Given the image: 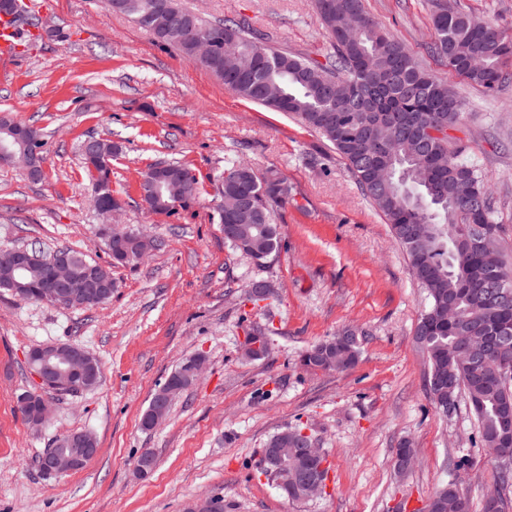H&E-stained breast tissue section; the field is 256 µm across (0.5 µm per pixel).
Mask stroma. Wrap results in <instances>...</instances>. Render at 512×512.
<instances>
[{
	"mask_svg": "<svg viewBox=\"0 0 512 512\" xmlns=\"http://www.w3.org/2000/svg\"><path fill=\"white\" fill-rule=\"evenodd\" d=\"M43 2L44 40L0 68V114L33 125L44 142L41 180L0 166V250L66 247L111 268L114 288L92 309L0 289V512H184L211 494L223 496L224 512H420L463 455L473 464L462 487L482 512L499 463L480 447L466 398L448 413L432 404L414 338L426 293L344 162L318 134L227 91L101 0ZM183 2L211 22L245 16L273 43L329 60L315 0ZM364 7L465 100L451 136L487 175L512 263V82L487 96L427 53L429 0ZM91 138L119 148L111 181L125 206L116 223L162 242L137 264L113 265L105 247L81 156ZM229 159L277 170L288 183L287 203L274 209L280 248L262 267L225 243L218 222L217 177ZM160 162L196 175V202L169 214L127 205L142 172ZM257 280L274 294L254 304L247 289ZM256 326L269 328L272 349L247 361L241 342ZM345 328L363 334L353 369L300 366L306 348ZM53 343L82 345L103 378L91 391L49 393L53 415L34 429L18 407L36 387L26 355ZM198 355L201 378L173 399L161 426L144 429L153 393ZM293 427L310 434L328 467L325 491L300 501L285 498L262 463L269 438ZM81 430L96 437L97 457L63 477L39 473L36 456ZM406 444L414 462L400 476L395 454ZM145 451L157 465L142 478L135 467Z\"/></svg>",
	"mask_w": 512,
	"mask_h": 512,
	"instance_id": "35a3bbf8",
	"label": "stroma"
}]
</instances>
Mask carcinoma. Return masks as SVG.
Listing matches in <instances>:
<instances>
[{
    "label": "carcinoma",
    "instance_id": "cac0c4a2",
    "mask_svg": "<svg viewBox=\"0 0 512 512\" xmlns=\"http://www.w3.org/2000/svg\"><path fill=\"white\" fill-rule=\"evenodd\" d=\"M124 12L157 43L178 51L209 71L224 88L251 103L296 116L318 132L346 161L362 193L390 224L395 241L409 259L411 272L425 289L428 306L415 336L428 359V383L437 408L463 393L477 423L479 442L492 454L504 432L512 434V384L498 379L501 364L512 366V268L500 249L456 241L473 234L474 225L489 224L500 232L486 176L477 165L460 158L461 149L447 135L464 116V102L448 83L392 31L364 10L362 0H317L318 19L333 50L327 64L310 61L272 43L255 53L260 36L244 18L211 23L181 6L180 0H129ZM159 3L172 15L188 19L210 35L214 51L200 53L184 31L168 18L154 16ZM433 41L429 53L448 70L487 94L512 80L504 70L512 60V38L492 18H476L448 9L447 0H431ZM365 17L349 35L342 20ZM160 25H155L156 20ZM91 186L94 205L112 202V156L117 146L97 140ZM182 180H159L145 209L155 214L188 207L198 196V179L175 162ZM224 212L219 223L232 227L224 240L237 252L260 241L266 256L280 245L273 207L288 200L287 180L276 171L259 175L245 164L229 162L219 175ZM65 252L75 271H94L99 264L71 249ZM456 305L442 325L448 298ZM345 340L331 352L334 370L357 363L359 333L342 331L318 345ZM461 498L460 512H470V499L455 477L440 485L427 504L428 512H447Z\"/></svg>",
    "mask_w": 512,
    "mask_h": 512
}]
</instances>
